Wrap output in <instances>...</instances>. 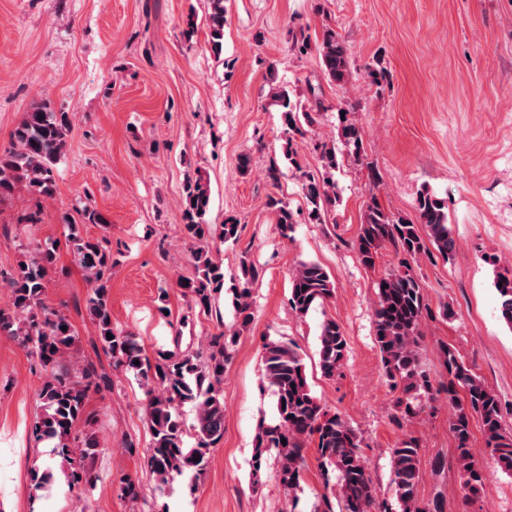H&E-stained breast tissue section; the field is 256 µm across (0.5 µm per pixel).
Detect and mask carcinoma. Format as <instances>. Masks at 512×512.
Segmentation results:
<instances>
[{
  "instance_id": "cac0c4a2",
  "label": "carcinoma",
  "mask_w": 512,
  "mask_h": 512,
  "mask_svg": "<svg viewBox=\"0 0 512 512\" xmlns=\"http://www.w3.org/2000/svg\"><path fill=\"white\" fill-rule=\"evenodd\" d=\"M208 29L212 50L221 54L224 40V0H209ZM320 64L331 81L343 83L349 76L350 61L336 31L326 26L319 46ZM280 107L286 126L284 156L295 162L297 149L294 135L303 134L302 127L313 128L321 112L319 100L302 102L291 99L290 92L278 88L272 95ZM71 121L68 113L54 111L50 104L31 106L12 133V146L0 152V198L12 196L19 187L44 197L56 190L58 164L64 154ZM338 140L353 158L361 157L363 134L354 112L344 110L337 119ZM323 174L316 178L303 174V190L310 221L320 224L325 213L336 206L334 173L340 168L335 146L325 142L316 145ZM210 202L208 189L198 179H187L183 187L182 206L187 224L184 231L196 243L191 252L193 278L180 279L194 307L206 316L221 319L218 295L224 289V265L215 261L206 249L208 239L224 242L238 239L237 221L227 218L222 224H208L204 217ZM267 208L275 215L283 235L293 229V211L283 200L268 196ZM417 221L404 222L388 215L377 203L367 206L364 224L355 243L361 264L373 270L381 249L395 246L400 268L383 273L377 281L374 315V338L382 368L388 381L401 388L397 398L398 414L393 422L415 411L413 400L432 391L430 375L420 364L419 347L423 338L422 322L428 308L424 287L412 264L423 256L432 260H449L457 242L448 223V205L428 191L417 199ZM81 220L66 212L63 222L68 228L67 243L71 253L86 273L90 292L87 309L99 329L102 349L115 366L132 372L146 388L145 417L151 432L149 463L159 489L191 472L201 474L207 464L209 449L224 437V398L221 384L230 350L237 333L212 336L193 352L168 350L150 360L131 335L112 328L110 306V274L112 253L105 237L93 239L81 232V225L105 224L107 220L95 210L78 212ZM29 262L21 265L10 278L12 311L0 309V333L15 338L48 374L40 394L41 417L36 422L39 438L56 441L57 454L73 468L72 479L79 481L85 462L96 455L93 438L80 439L73 433L74 424L83 410L85 388L96 377L91 364L80 369L81 380L71 377L67 357L75 343V333L66 316L45 302L48 269L57 257L56 245L30 242ZM241 284L232 290V305L239 325L247 327L253 318L250 284L259 278V270L243 259L240 262ZM498 293L501 319L512 329V274H500L494 281ZM335 285L330 274L318 263L302 261L293 270L289 306L299 316L333 297ZM112 338H107V335ZM319 363L322 373L333 377L343 366L347 342L341 327L333 320L325 321L318 336ZM443 365L448 374V424L457 441V463L462 478L464 497L479 495L487 479L486 470L471 454V420L480 423L485 446L501 472L512 475V433L504 431L502 407L497 396L466 365L455 349H442ZM139 364H134V361ZM264 377L275 397V419L260 426L255 441L252 463L253 485H258L263 455L275 452L280 460L278 479L292 492L300 487L306 466L305 448L314 444L323 475L329 470L337 474L340 487L339 510H334L329 497L323 498L321 512H375L378 509L372 481L362 453V438L339 414L330 413L320 404L308 383L301 355L286 343H268L264 347ZM190 404L195 417L192 430L196 447H184L185 422L180 408ZM286 443H281V440ZM421 478L419 448L413 439L401 441L392 449V479L400 512H442L439 504L420 505L416 497Z\"/></svg>"
}]
</instances>
